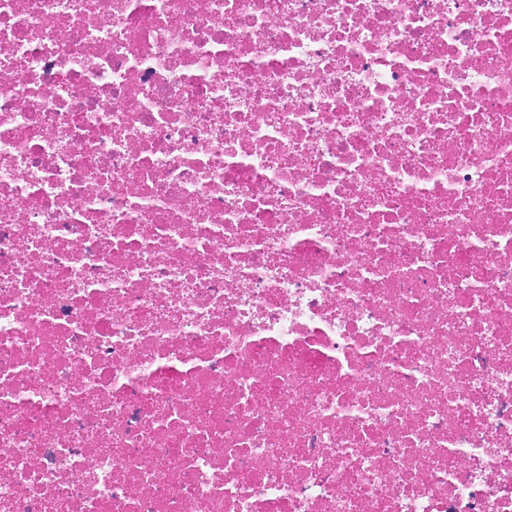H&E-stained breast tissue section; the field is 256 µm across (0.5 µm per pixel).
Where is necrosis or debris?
<instances>
[{
  "instance_id": "4bbe7bcc",
  "label": "necrosis or debris",
  "mask_w": 512,
  "mask_h": 512,
  "mask_svg": "<svg viewBox=\"0 0 512 512\" xmlns=\"http://www.w3.org/2000/svg\"><path fill=\"white\" fill-rule=\"evenodd\" d=\"M0 512H512V0H0Z\"/></svg>"
}]
</instances>
